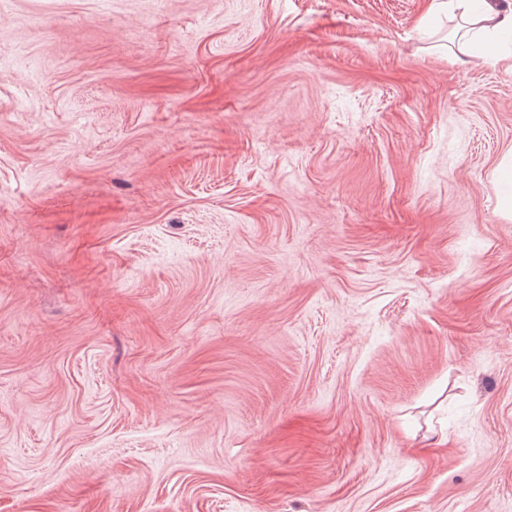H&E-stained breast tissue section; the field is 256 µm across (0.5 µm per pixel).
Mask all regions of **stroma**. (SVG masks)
<instances>
[{
  "label": "stroma",
  "mask_w": 512,
  "mask_h": 512,
  "mask_svg": "<svg viewBox=\"0 0 512 512\" xmlns=\"http://www.w3.org/2000/svg\"><path fill=\"white\" fill-rule=\"evenodd\" d=\"M426 0H0V512H512V71Z\"/></svg>",
  "instance_id": "obj_1"
}]
</instances>
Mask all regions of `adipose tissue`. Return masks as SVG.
Instances as JSON below:
<instances>
[{"label":"adipose tissue","instance_id":"1","mask_svg":"<svg viewBox=\"0 0 512 512\" xmlns=\"http://www.w3.org/2000/svg\"><path fill=\"white\" fill-rule=\"evenodd\" d=\"M457 17L452 52L466 57L478 52L491 53L494 60L512 68V5L507 0H430L427 15L441 12Z\"/></svg>","mask_w":512,"mask_h":512}]
</instances>
